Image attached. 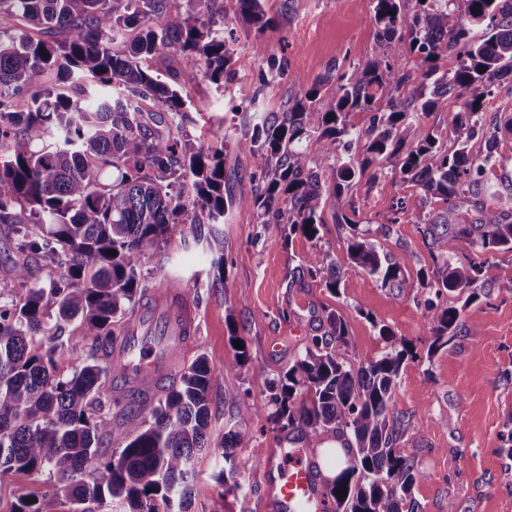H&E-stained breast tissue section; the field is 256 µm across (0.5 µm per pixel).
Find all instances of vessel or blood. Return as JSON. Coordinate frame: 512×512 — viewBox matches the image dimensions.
<instances>
[{"instance_id":"1","label":"vessel or blood","mask_w":512,"mask_h":512,"mask_svg":"<svg viewBox=\"0 0 512 512\" xmlns=\"http://www.w3.org/2000/svg\"><path fill=\"white\" fill-rule=\"evenodd\" d=\"M135 318L163 326L170 344L169 351L162 354L147 345L139 346L134 353L126 349L117 353L123 372L116 380V391L132 400L146 402L160 394L169 380L174 369V351L184 348L195 335L197 311L192 301L175 305L160 295L139 308ZM321 467V458L314 456L279 473L275 484L279 512H319L321 503L315 474Z\"/></svg>"}]
</instances>
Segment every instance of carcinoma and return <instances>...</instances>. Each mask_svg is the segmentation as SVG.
<instances>
[{
    "label": "carcinoma",
    "mask_w": 512,
    "mask_h": 512,
    "mask_svg": "<svg viewBox=\"0 0 512 512\" xmlns=\"http://www.w3.org/2000/svg\"><path fill=\"white\" fill-rule=\"evenodd\" d=\"M185 2L181 14L171 11V0H0V17L15 21L11 32L0 30V146H7L0 227L19 255L14 284L0 287V297L11 296L0 304V471L49 470L71 512H99L108 499L120 512H188L193 460L210 424L206 358L183 368L178 384L147 406H125L114 392L118 410L108 418L101 393L107 371L123 368L112 359L115 346L126 345L136 326L133 309L146 290L140 256L172 226L219 224L234 208L314 238L328 208L351 230L346 264L317 249L302 261V274L320 278L333 294L348 268L411 288L396 261L344 213L352 182L383 158L424 190L409 198L410 210L424 209L430 196L445 203L424 230L436 295L460 296L482 272V261L453 265L458 242L486 255L512 253V210L483 203L486 196L512 200V183H489L485 172L496 159L489 153L479 161L468 151L478 135L491 145L500 130L512 133V114L488 122L484 107L495 82L512 74V0H414L410 14L409 0H372L376 57L338 75L330 98L321 97L317 81L288 111L248 120L238 147L267 166L263 185L248 197L226 189L221 151L189 138V91L180 74L154 67L168 51L191 70L203 66L219 87L231 75L224 17L211 0ZM237 2L243 22L256 28V55L269 63L270 76L282 73L263 38L275 19L262 0ZM450 53L456 66L448 71ZM452 93L461 106L450 140L418 116ZM21 97L27 107L18 111ZM354 112L370 113L369 124L354 127ZM312 137L333 163L311 161L303 141ZM360 142L366 157L343 160L340 151ZM463 209L478 213L474 223H459ZM30 259L59 270L61 280L29 284ZM427 310L429 351L436 352L457 336L460 309L432 303ZM71 320L93 343L84 365L60 378L55 357L65 351ZM327 323L326 334L269 381L266 420L307 435L309 448L320 447L324 435L344 440V459L335 460L328 484L334 512H418L417 470L397 448L404 425L392 407L413 345L381 326V356L356 365L343 320L331 314ZM36 336L47 337V350L30 349ZM225 397L236 406L218 474L227 495L240 489L237 476L250 458L238 450L251 447L247 420L258 409L234 392ZM108 435L118 447L104 460L99 444Z\"/></svg>",
    "instance_id": "cac0c4a2"
}]
</instances>
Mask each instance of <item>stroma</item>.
I'll return each mask as SVG.
<instances>
[{
	"instance_id": "obj_1",
	"label": "stroma",
	"mask_w": 512,
	"mask_h": 512,
	"mask_svg": "<svg viewBox=\"0 0 512 512\" xmlns=\"http://www.w3.org/2000/svg\"><path fill=\"white\" fill-rule=\"evenodd\" d=\"M276 26L266 39L285 70L261 84L263 64L252 50L253 28L238 19L236 0H216L225 26L235 40V75L223 87L195 72L189 84L192 139L224 149V175L235 194L251 195L265 168L263 158L239 150L247 132L238 105L263 112H283L317 79L323 95L336 90L335 77L372 58L378 49L368 16L371 0H264ZM420 187L403 181L394 164L382 162L376 177L356 178L348 194L354 219L380 251L394 256L406 288L382 284L359 269L346 272L338 293L322 281L300 278L299 265L316 249L345 260V225L326 219L315 238L259 223L248 211L231 210L224 221L203 228L202 241L174 229L166 242L141 256L139 270L146 285L158 287L178 278L197 297L198 332L182 351L187 366L205 356L213 372L210 390L208 446L195 458L190 512H262L270 491L263 472L287 461L302 440L272 428L265 417L252 419L253 448L262 451L256 463L238 476L237 494L222 496L216 481L224 467L221 456L225 425L236 412L224 397L236 390L257 407L268 402L265 380L240 366L229 342L241 336L252 365L268 378L279 376L323 336L329 313L346 322L353 361L380 356L378 326L413 343L417 355L407 360L395 391L394 411L407 430L398 446L419 473L413 497L419 512H512V456L507 455L502 423L512 413V253L489 257L475 286L476 296L463 301L453 294L436 295L418 285L432 259L418 213L403 210ZM223 256V270L213 261ZM459 307L460 326L447 347L429 352L425 315L429 302ZM49 471L0 472V512H11L18 500L35 498L46 512H70L69 501L55 492Z\"/></svg>"
}]
</instances>
